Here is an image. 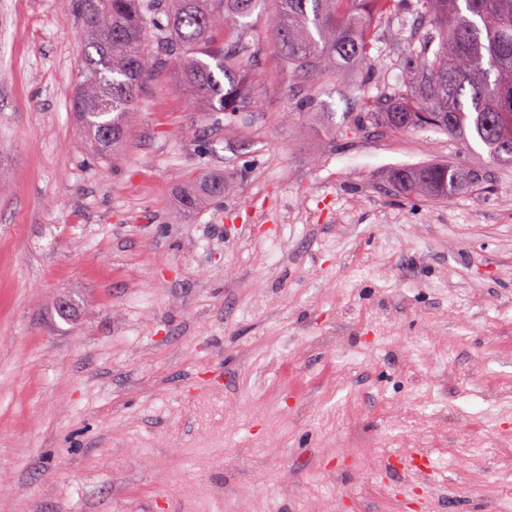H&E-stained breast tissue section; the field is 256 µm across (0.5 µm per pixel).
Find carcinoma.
I'll use <instances>...</instances> for the list:
<instances>
[{
	"mask_svg": "<svg viewBox=\"0 0 512 512\" xmlns=\"http://www.w3.org/2000/svg\"><path fill=\"white\" fill-rule=\"evenodd\" d=\"M84 45L73 108L94 150L107 155L130 136L142 85L162 66L226 117L250 104L247 21L262 0H70ZM281 68L312 76L371 59L375 25L405 0H274ZM409 8L439 39L406 58L411 81L374 120L393 130L431 127L462 145L475 140L496 163H512V0H413ZM152 24L154 47L146 44ZM408 196H454L468 174L453 163L397 169ZM224 197L203 181L183 191V212Z\"/></svg>",
	"mask_w": 512,
	"mask_h": 512,
	"instance_id": "cac0c4a2",
	"label": "carcinoma"
}]
</instances>
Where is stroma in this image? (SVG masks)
Listing matches in <instances>:
<instances>
[{"label": "stroma", "mask_w": 512, "mask_h": 512, "mask_svg": "<svg viewBox=\"0 0 512 512\" xmlns=\"http://www.w3.org/2000/svg\"><path fill=\"white\" fill-rule=\"evenodd\" d=\"M251 22V106L161 72L111 158L62 0H0V512H512V166L367 118L415 15L312 78ZM440 160L450 200L389 180ZM224 197V176L221 187L216 188L213 181L206 179L198 187H190L183 191L181 208L184 213L196 211L207 200H216Z\"/></svg>", "instance_id": "obj_1"}]
</instances>
